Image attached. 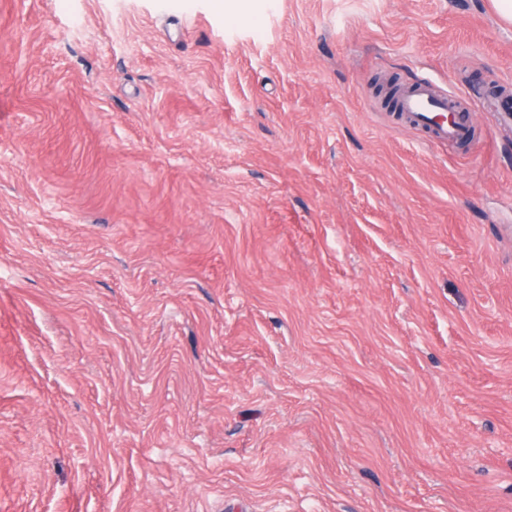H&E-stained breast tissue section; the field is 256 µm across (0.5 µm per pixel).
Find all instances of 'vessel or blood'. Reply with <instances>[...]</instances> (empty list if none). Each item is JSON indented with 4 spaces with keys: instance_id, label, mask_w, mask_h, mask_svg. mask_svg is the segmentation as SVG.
Returning a JSON list of instances; mask_svg holds the SVG:
<instances>
[{
    "instance_id": "1",
    "label": "vessel or blood",
    "mask_w": 512,
    "mask_h": 512,
    "mask_svg": "<svg viewBox=\"0 0 512 512\" xmlns=\"http://www.w3.org/2000/svg\"><path fill=\"white\" fill-rule=\"evenodd\" d=\"M461 96L438 91L430 82L415 84L402 93L398 107L403 121L425 131L439 144L458 143L472 138L475 129L469 119L448 121L447 115L463 105Z\"/></svg>"
}]
</instances>
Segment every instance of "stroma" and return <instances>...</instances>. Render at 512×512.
<instances>
[{
  "mask_svg": "<svg viewBox=\"0 0 512 512\" xmlns=\"http://www.w3.org/2000/svg\"><path fill=\"white\" fill-rule=\"evenodd\" d=\"M491 0H0V512H512ZM412 87L398 101L400 117L406 124L425 131L439 144L458 143L474 136L475 129L468 118L452 122L445 118L457 106L464 108L461 96L440 92L428 81Z\"/></svg>",
  "mask_w": 512,
  "mask_h": 512,
  "instance_id": "stroma-1",
  "label": "stroma"
}]
</instances>
